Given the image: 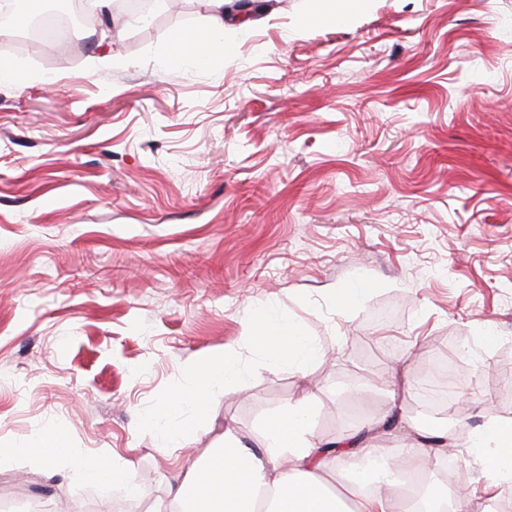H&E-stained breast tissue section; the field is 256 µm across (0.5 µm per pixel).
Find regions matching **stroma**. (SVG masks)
<instances>
[{"label":"stroma","instance_id":"35a3bbf8","mask_svg":"<svg viewBox=\"0 0 512 512\" xmlns=\"http://www.w3.org/2000/svg\"><path fill=\"white\" fill-rule=\"evenodd\" d=\"M187 3L17 54L27 88L0 84V448L64 426L158 512L225 424L257 437L305 393L317 438L394 407L375 439L409 445L419 397L385 384L442 355L461 370L449 431L512 419V0H364L303 28L306 0H261L219 64L175 60V35L208 24V0ZM346 288L363 294L338 306ZM262 313L315 340L306 377L248 344ZM228 349L243 386L164 447L147 415ZM1 498L113 512L121 495L21 455Z\"/></svg>","mask_w":512,"mask_h":512}]
</instances>
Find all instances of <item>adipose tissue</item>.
Returning <instances> with one entry per match:
<instances>
[{"instance_id": "1", "label": "adipose tissue", "mask_w": 512, "mask_h": 512, "mask_svg": "<svg viewBox=\"0 0 512 512\" xmlns=\"http://www.w3.org/2000/svg\"><path fill=\"white\" fill-rule=\"evenodd\" d=\"M212 9L208 29L203 34L183 32L174 46L178 58L197 61L225 58L230 45L214 38V31L227 27L226 0H209ZM269 365H288L303 374L320 358L316 343L303 334L286 316L263 318L250 327L247 336ZM192 392L174 394L167 406L152 419L153 428L170 448L180 447L187 435L186 424L174 421L175 410L187 408L202 416L208 410L209 393L223 385L243 381L245 371L235 352L219 359L193 364ZM315 413L312 397L303 396L277 408L261 425V448L244 443L238 430L225 426L222 444L207 449L201 462L178 473L169 485L170 512H343L342 499L328 489L326 476L336 466L355 469L353 493L355 512H466L474 497L467 488L444 490L430 486L428 496L416 503L392 504L397 485L358 469V462L383 457L399 472L430 470L448 461L450 446L462 445L465 454L485 459L486 469L496 475L499 486L512 488V421L488 418L484 428L458 443L455 434L437 431L436 442L420 444L391 453L379 444L341 446L338 453L322 452V441L313 434ZM28 455L51 463L67 460L75 479L89 484H109L128 495L139 492L128 466L122 461L73 456L64 427L39 431L27 447Z\"/></svg>"}]
</instances>
